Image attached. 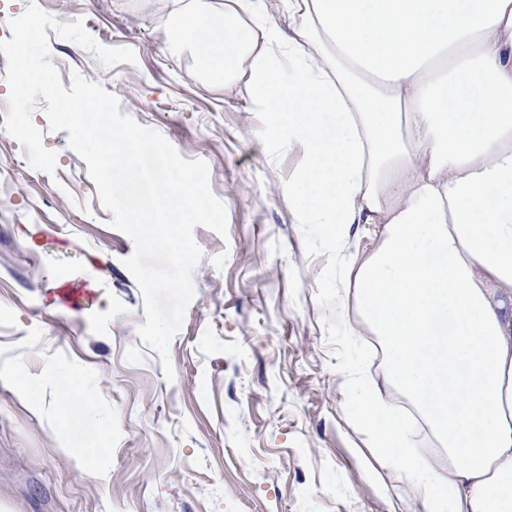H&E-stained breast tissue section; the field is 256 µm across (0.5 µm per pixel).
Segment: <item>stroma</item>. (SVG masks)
<instances>
[{"instance_id": "obj_1", "label": "stroma", "mask_w": 512, "mask_h": 512, "mask_svg": "<svg viewBox=\"0 0 512 512\" xmlns=\"http://www.w3.org/2000/svg\"><path fill=\"white\" fill-rule=\"evenodd\" d=\"M32 2L134 50L136 64L108 68L49 37L63 86L75 73L102 85L121 113L207 163L227 234L194 229L202 258L166 380L138 336L134 243L111 227L68 131L49 130L38 100L50 175L0 125V512H417L360 427L380 370L349 383L373 345L342 313L343 264L375 250L380 225L340 247L323 225L296 223L288 182L304 149L260 139L240 88L191 76L190 52L165 44L160 5L0 0V15ZM103 446L101 481L84 466Z\"/></svg>"}]
</instances>
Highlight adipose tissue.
I'll return each mask as SVG.
<instances>
[{
    "label": "adipose tissue",
    "instance_id": "obj_1",
    "mask_svg": "<svg viewBox=\"0 0 512 512\" xmlns=\"http://www.w3.org/2000/svg\"><path fill=\"white\" fill-rule=\"evenodd\" d=\"M283 9L280 24L275 9ZM172 52L305 160L300 224L381 240L350 268L384 350L362 428L421 512H512V0H164ZM426 428L434 449L415 444Z\"/></svg>",
    "mask_w": 512,
    "mask_h": 512
}]
</instances>
